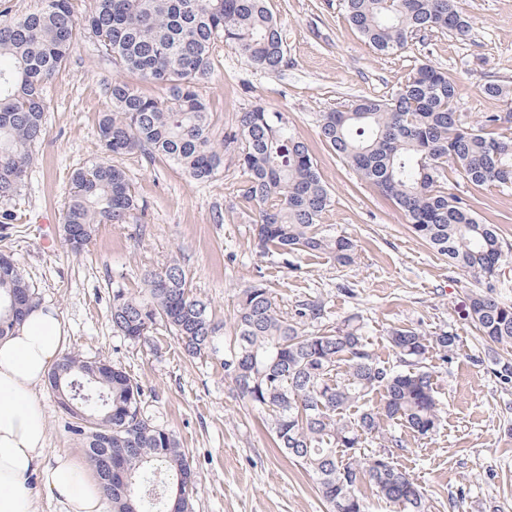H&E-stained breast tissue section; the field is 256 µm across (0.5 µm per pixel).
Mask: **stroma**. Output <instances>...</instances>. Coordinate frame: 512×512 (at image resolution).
<instances>
[{"instance_id": "35a3bbf8", "label": "stroma", "mask_w": 512, "mask_h": 512, "mask_svg": "<svg viewBox=\"0 0 512 512\" xmlns=\"http://www.w3.org/2000/svg\"><path fill=\"white\" fill-rule=\"evenodd\" d=\"M342 3L267 0L283 31L286 65L260 71L224 48L199 91L218 140L254 106L287 113L297 135L311 144L332 191L319 229L355 243L353 264L339 265L324 254L260 250L253 233L258 207L245 197L247 178L230 147L223 170L206 182L163 159L137 153L116 158L145 206V223L98 225L85 253L67 252L61 222L70 176L102 156L98 122L111 108L107 86L118 80L147 97L166 95L162 86L112 65L86 30L77 33L66 66L45 86V136L20 194L0 203V212L14 215L11 223H0V252L13 256L41 305L58 310L68 350L108 358L142 385L147 415L174 433L195 472L192 512L328 507L312 477L276 447L267 412L240 399L219 356L189 357L162 328L139 344L114 333L113 288L141 287L145 270L172 256L228 338L242 291L259 281L275 289L288 312L304 301L320 302L319 329L357 319L371 353L390 365L399 362L387 340L392 328L429 336L456 332L462 343L455 352L445 357L433 348L426 359L441 410L439 427L428 437L396 427L404 447L393 460L423 487L430 512H512V386L502 385L493 372L495 359H512V349L488 348L470 322L474 281L414 234L398 207L317 136L320 113L392 93L421 62L453 75L457 110L467 125L499 111L500 102L485 98L481 88L490 80L512 85V0H461L472 18L467 40L432 32L398 55L375 51L345 20ZM445 175L446 192L469 200L482 223L497 225L512 246V189L478 188L451 169ZM38 396L47 415L49 452L85 457L51 392L43 388Z\"/></svg>"}]
</instances>
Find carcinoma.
Wrapping results in <instances>:
<instances>
[{"label": "carcinoma", "mask_w": 512, "mask_h": 512, "mask_svg": "<svg viewBox=\"0 0 512 512\" xmlns=\"http://www.w3.org/2000/svg\"><path fill=\"white\" fill-rule=\"evenodd\" d=\"M82 13L76 0H42L39 9L13 14L0 0V201L19 195L32 151L45 135V84L65 65L73 37L89 29L112 63L165 87L164 100L141 95L124 82L106 88L112 111L99 121L106 157L76 169L62 213L63 241L79 255L98 224H141L145 207L125 170L110 158L142 153L161 157L205 182L224 164V144L238 145L247 176L246 196L259 207L255 237L260 248L322 253L340 265L355 259L345 236L319 232L331 193L309 145L288 116L256 106L241 113L238 131L217 143L208 105L198 85L209 78L219 44L238 51L255 68L276 71L286 63L281 26L266 0H91ZM349 24L379 53L394 55L428 32L460 40L471 23L458 0H344ZM482 94L503 103L479 126L466 127L456 110L457 90L448 73L429 64L415 68L382 98L361 97L319 115L318 137L347 160L360 179L376 186L403 212L414 232L448 262L481 285L469 317L489 345L512 347V304L494 296L508 253L496 227L480 222L470 204L442 190L446 167L476 187L512 188V86L490 81ZM22 303L13 316L10 299ZM39 300L23 270L0 255V336L22 322ZM112 329L144 342L161 326L191 356L223 352L224 375L245 403L269 412L284 453L310 473L329 512H368L360 487L373 486L393 512H427L422 487L392 457L401 437L392 422L427 437L440 409L432 372L424 366L432 346L454 352L461 336H426L394 328L388 341L405 369L377 361L362 326L326 331L309 325L323 307L308 301L288 316L270 286L245 289L234 316L235 336L208 305L190 294L187 273L171 257L146 271L143 288L112 294ZM47 388L83 441L113 512H142L148 500L176 494L190 464L170 431L143 411L144 390L129 373L100 358L64 353L47 375ZM382 393L379 407L369 404ZM378 450L363 455L366 441ZM112 450V483L102 472Z\"/></svg>", "instance_id": "1"}]
</instances>
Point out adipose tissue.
<instances>
[{
    "mask_svg": "<svg viewBox=\"0 0 512 512\" xmlns=\"http://www.w3.org/2000/svg\"><path fill=\"white\" fill-rule=\"evenodd\" d=\"M66 329L59 312L40 306L0 338V512H40L39 495L57 512H103L99 479L67 452L47 455V426L38 390L61 357ZM37 476L40 487L27 485Z\"/></svg>",
    "mask_w": 512,
    "mask_h": 512,
    "instance_id": "adipose-tissue-1",
    "label": "adipose tissue"
}]
</instances>
